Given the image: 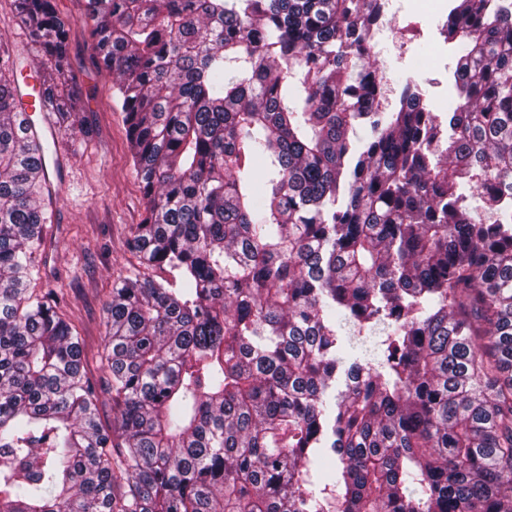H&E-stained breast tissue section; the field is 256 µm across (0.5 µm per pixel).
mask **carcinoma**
Here are the masks:
<instances>
[{
    "instance_id": "obj_1",
    "label": "carcinoma",
    "mask_w": 512,
    "mask_h": 512,
    "mask_svg": "<svg viewBox=\"0 0 512 512\" xmlns=\"http://www.w3.org/2000/svg\"><path fill=\"white\" fill-rule=\"evenodd\" d=\"M385 2L87 0L146 201L131 246L182 282L112 286V435L30 292L49 181L0 48V512H512V10L449 11L445 141L414 81L381 110ZM14 5L65 75L54 0Z\"/></svg>"
}]
</instances>
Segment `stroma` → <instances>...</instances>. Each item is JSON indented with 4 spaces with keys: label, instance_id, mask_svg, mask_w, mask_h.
<instances>
[{
    "label": "stroma",
    "instance_id": "1",
    "mask_svg": "<svg viewBox=\"0 0 512 512\" xmlns=\"http://www.w3.org/2000/svg\"><path fill=\"white\" fill-rule=\"evenodd\" d=\"M418 3L388 0L371 59L394 93L386 111L396 109V93L411 78L419 84L427 110L444 116L458 102L455 46L442 29L445 14H420ZM56 7L70 24L67 57L72 83L84 101L85 130L60 129L47 135L46 127L53 122L49 116L37 128L46 153L65 158L67 174L52 179L43 198L53 222L46 228L31 286L39 293H58L61 316L83 339L87 375L101 384L107 377L102 358L105 307L113 282L138 264L127 241L132 226L144 216L145 199L132 167L125 114L112 76L93 51L86 0H57ZM0 46L20 56L22 79H41L37 63L25 56L34 43L13 0H0Z\"/></svg>",
    "mask_w": 512,
    "mask_h": 512
}]
</instances>
